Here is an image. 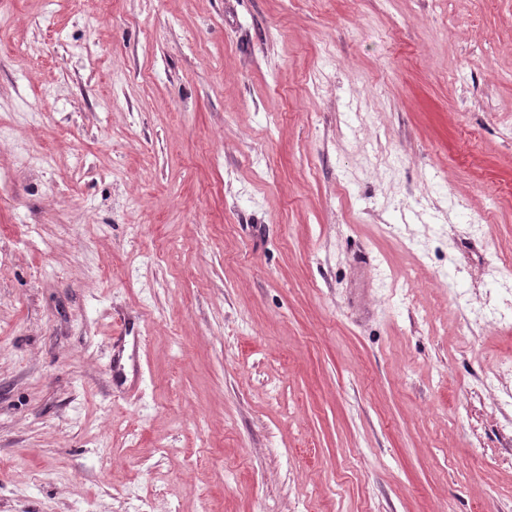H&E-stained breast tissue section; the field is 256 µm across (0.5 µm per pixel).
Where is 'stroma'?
Segmentation results:
<instances>
[{
    "label": "stroma",
    "mask_w": 512,
    "mask_h": 512,
    "mask_svg": "<svg viewBox=\"0 0 512 512\" xmlns=\"http://www.w3.org/2000/svg\"><path fill=\"white\" fill-rule=\"evenodd\" d=\"M509 255L512 0H0V512H512Z\"/></svg>",
    "instance_id": "35a3bbf8"
}]
</instances>
